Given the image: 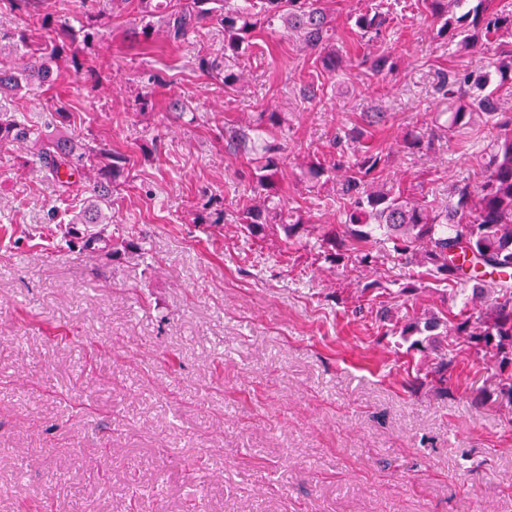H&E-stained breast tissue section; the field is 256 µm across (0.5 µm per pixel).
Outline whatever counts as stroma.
Returning a JSON list of instances; mask_svg holds the SVG:
<instances>
[{
	"instance_id": "1",
	"label": "stroma",
	"mask_w": 512,
	"mask_h": 512,
	"mask_svg": "<svg viewBox=\"0 0 512 512\" xmlns=\"http://www.w3.org/2000/svg\"><path fill=\"white\" fill-rule=\"evenodd\" d=\"M328 6L346 65L313 99L300 93L313 52L264 28L235 89L201 71L224 59L214 22L140 51L114 21L90 48L97 78L67 79L72 132L127 158L104 232L141 239L149 259L69 246L50 219L56 186L26 147L0 148V512H512L496 369L462 346L447 393L413 386L448 347L408 351L361 297L372 281L403 287L391 253L362 269L278 228L239 232L237 173L254 163L225 133L261 112L283 118L281 195L319 228L340 201L306 165L370 113L363 144L388 154L395 189L441 205L486 171L496 130L477 118L415 152L399 144L442 110L437 71L481 72L490 50L438 36L412 0ZM359 7L389 18L386 78L356 63L370 47L345 19ZM155 74L166 86L141 100ZM175 99L194 120L169 117ZM216 210L223 224L196 223ZM416 286L409 310L458 312L434 279Z\"/></svg>"
}]
</instances>
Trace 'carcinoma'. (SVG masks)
<instances>
[{
	"label": "carcinoma",
	"instance_id": "carcinoma-1",
	"mask_svg": "<svg viewBox=\"0 0 512 512\" xmlns=\"http://www.w3.org/2000/svg\"><path fill=\"white\" fill-rule=\"evenodd\" d=\"M48 0H7L10 9L27 17V28L13 44L11 60H0V95L19 93L30 86L52 91L59 70L70 67L74 73H94L97 61L88 49L104 36L103 16L117 18L127 8L136 15L123 30L130 48L149 47L153 38L162 36L174 46L212 19L224 27V86L241 81L240 59L252 47L251 34L257 24L269 30L282 27L307 49L319 52V64L336 70L340 57L333 44L336 17L326 0H80L81 10L69 19H60L45 8ZM426 11L442 21L440 32L463 49L477 42L496 45L489 70L473 73L450 69L438 75L436 92L448 100L450 115L437 113L433 128L425 134L415 129L405 132L400 148L412 151L421 146L424 136L443 137L482 114L497 129L488 145L486 175L476 186L455 184L448 203L431 204L411 195L396 192L380 180L389 156L370 150L352 159L317 157L309 161V175L326 177L336 184L346 199L336 223L321 233L297 218L290 223L285 200L275 191L276 177L286 156V146L275 138L272 128L281 124L280 113L261 112L245 127L229 132V147L253 156L257 167L250 173L255 187L252 195L240 200V228L257 237L279 225L287 238L302 232L314 236L306 245L333 263L348 259L360 266L372 263L373 245H391L394 259L401 265L403 277L414 280L428 275L437 282L456 285L464 296L458 313L447 317L434 312L423 315H397L389 306L392 296L414 291L409 285L396 292L378 289L369 282L361 294L369 295L380 306L385 321H395L393 334L409 343V348L424 351L440 338L457 336L474 350L481 360L498 367L497 390L501 400L512 405V113L499 107L501 92L512 88V44L501 42L512 37V11L492 8L489 0H422ZM352 29L369 40L380 37L387 21L379 11L360 10L350 16ZM370 71L379 75L392 69L390 56L368 54ZM69 103L58 95L50 118L36 122L25 112H0V147L24 144L29 147L33 164L52 182L59 196L68 198L75 182L72 177L94 171L100 179L84 186L87 205L63 211L51 210V217L69 225V244L84 251L116 256L127 248L123 239L109 238L96 229L112 223V183L121 163L127 158L109 149L96 150L64 131L69 119ZM81 224L79 230L75 225ZM472 285L471 294L464 286ZM484 294L492 302L474 312L469 303ZM456 367L454 350L426 368L414 383H430L446 393L448 380Z\"/></svg>",
	"mask_w": 512,
	"mask_h": 512
}]
</instances>
